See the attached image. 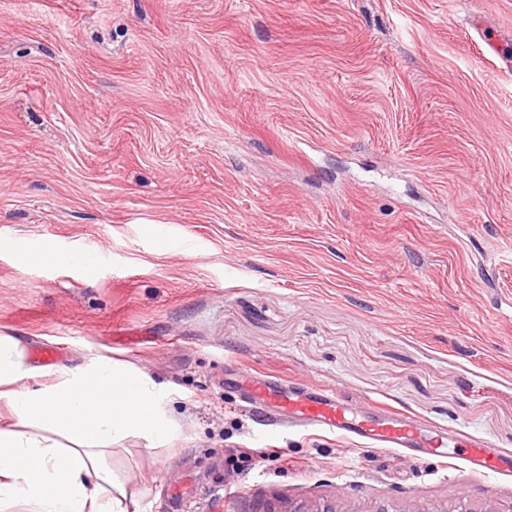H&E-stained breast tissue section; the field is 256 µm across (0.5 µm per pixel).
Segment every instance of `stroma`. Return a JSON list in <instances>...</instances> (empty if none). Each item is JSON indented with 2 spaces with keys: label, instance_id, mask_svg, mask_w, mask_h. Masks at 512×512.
<instances>
[{
  "label": "stroma",
  "instance_id": "obj_1",
  "mask_svg": "<svg viewBox=\"0 0 512 512\" xmlns=\"http://www.w3.org/2000/svg\"><path fill=\"white\" fill-rule=\"evenodd\" d=\"M508 315L512 0H0V334L162 385L177 435L111 460L139 512L512 504V477L277 425L225 381L512 453Z\"/></svg>",
  "mask_w": 512,
  "mask_h": 512
}]
</instances>
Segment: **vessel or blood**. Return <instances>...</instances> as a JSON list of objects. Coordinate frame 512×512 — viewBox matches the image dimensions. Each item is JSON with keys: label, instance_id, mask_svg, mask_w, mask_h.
I'll use <instances>...</instances> for the list:
<instances>
[{"label": "vessel or blood", "instance_id": "b4317fda", "mask_svg": "<svg viewBox=\"0 0 512 512\" xmlns=\"http://www.w3.org/2000/svg\"><path fill=\"white\" fill-rule=\"evenodd\" d=\"M237 373L235 387L245 402L270 408L295 426L363 440L376 448L416 452L448 447L468 472L483 477L512 471V457L492 441L472 440L459 433L428 434L393 407L370 401L355 408L330 388L274 376L260 378L243 366L238 367Z\"/></svg>", "mask_w": 512, "mask_h": 512}]
</instances>
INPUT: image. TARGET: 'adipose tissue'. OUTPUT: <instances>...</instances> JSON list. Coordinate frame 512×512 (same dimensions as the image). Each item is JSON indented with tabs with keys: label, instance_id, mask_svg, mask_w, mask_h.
<instances>
[{
	"label": "adipose tissue",
	"instance_id": "1",
	"mask_svg": "<svg viewBox=\"0 0 512 512\" xmlns=\"http://www.w3.org/2000/svg\"><path fill=\"white\" fill-rule=\"evenodd\" d=\"M0 512H138L128 479L108 465L134 435L155 442L173 422L161 388L143 370L105 356L41 373L24 341L0 335Z\"/></svg>",
	"mask_w": 512,
	"mask_h": 512
}]
</instances>
